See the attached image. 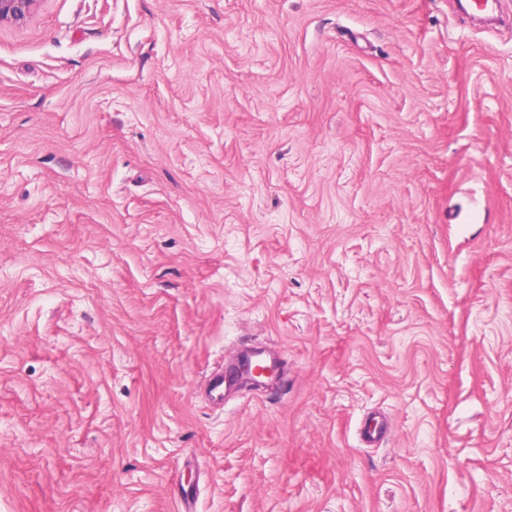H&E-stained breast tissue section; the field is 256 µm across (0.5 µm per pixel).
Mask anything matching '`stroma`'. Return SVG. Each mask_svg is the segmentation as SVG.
<instances>
[{
	"label": "stroma",
	"mask_w": 512,
	"mask_h": 512,
	"mask_svg": "<svg viewBox=\"0 0 512 512\" xmlns=\"http://www.w3.org/2000/svg\"><path fill=\"white\" fill-rule=\"evenodd\" d=\"M245 345L280 379L212 405ZM188 487L192 512H512V25L451 0L0 23V512Z\"/></svg>",
	"instance_id": "1"
}]
</instances>
